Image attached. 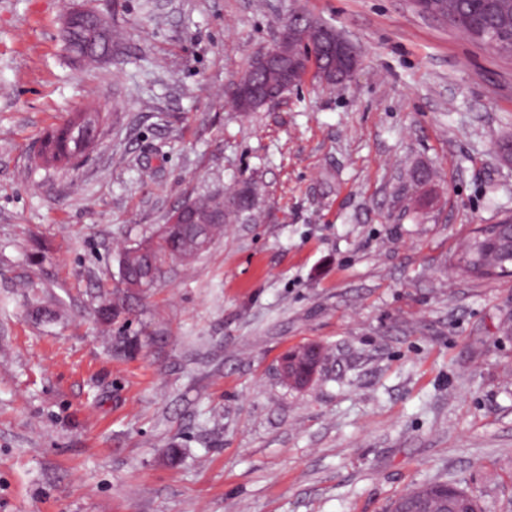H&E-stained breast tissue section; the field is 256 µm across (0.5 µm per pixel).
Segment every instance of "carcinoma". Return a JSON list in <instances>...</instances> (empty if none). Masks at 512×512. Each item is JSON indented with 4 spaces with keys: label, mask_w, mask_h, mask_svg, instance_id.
Returning <instances> with one entry per match:
<instances>
[{
    "label": "carcinoma",
    "mask_w": 512,
    "mask_h": 512,
    "mask_svg": "<svg viewBox=\"0 0 512 512\" xmlns=\"http://www.w3.org/2000/svg\"><path fill=\"white\" fill-rule=\"evenodd\" d=\"M439 9L470 38L484 42L502 52L503 47L511 49L512 56V0H441ZM94 31V20L88 16L85 25L78 26L63 34L66 48L82 41ZM114 36L109 26L97 32L96 40L86 47L82 60L96 62L102 59L106 48L112 46ZM100 121L96 112H73L41 144L38 161L45 169L74 167L84 157L90 146L82 139L89 138L88 132H80L85 124ZM242 192L251 200V208H257L259 190L255 183L243 182ZM240 192V193H242ZM240 193L232 188L225 193H214L191 201V209L200 222L221 211L224 220L209 225L206 245L195 241L197 227L194 224H172L170 219L159 225L153 235L121 254L125 260L124 272L120 274L122 284L131 291L146 292L155 287L170 263L176 260L194 258L206 250L221 226L239 219ZM512 236V216H506L495 224H488L475 231L455 258V269L461 274L482 278H505L512 276V255L496 249L498 240ZM324 353L321 346L310 344L288 351L280 366L296 374L307 361L310 353ZM469 492L457 483H430L403 495L395 501L390 512H458V504Z\"/></svg>",
    "instance_id": "1"
}]
</instances>
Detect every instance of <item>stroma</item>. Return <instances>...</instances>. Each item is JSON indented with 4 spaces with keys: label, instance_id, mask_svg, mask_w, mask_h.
<instances>
[{
    "label": "stroma",
    "instance_id": "stroma-1",
    "mask_svg": "<svg viewBox=\"0 0 512 512\" xmlns=\"http://www.w3.org/2000/svg\"><path fill=\"white\" fill-rule=\"evenodd\" d=\"M84 4L0 0V512H388L446 481L512 512V280L453 269L512 216V58L412 0H95L125 39L87 67L60 38ZM296 12L353 77L236 111ZM86 108L89 157L37 167ZM249 179L259 219L99 320L123 248ZM333 33L334 31L325 27L320 29L313 25L309 26L307 36L314 39L322 52L328 55L329 58L335 57L341 61L338 68L331 65L326 70H319L317 72L319 78L327 83L335 81L336 83H346L358 68L359 56L347 40H337ZM318 351L324 359V350L321 346L310 344L288 351L282 358L280 366L293 374H297L307 361L310 353Z\"/></svg>",
    "mask_w": 512,
    "mask_h": 512
}]
</instances>
